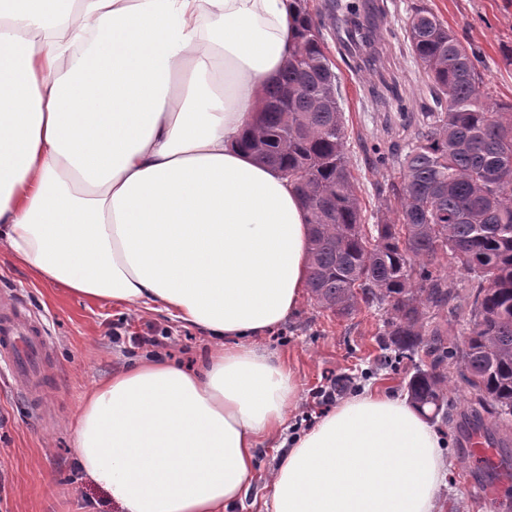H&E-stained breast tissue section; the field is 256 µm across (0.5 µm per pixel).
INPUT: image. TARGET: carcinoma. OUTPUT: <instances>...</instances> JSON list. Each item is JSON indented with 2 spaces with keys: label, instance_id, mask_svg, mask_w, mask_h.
Wrapping results in <instances>:
<instances>
[{
  "label": "carcinoma",
  "instance_id": "carcinoma-1",
  "mask_svg": "<svg viewBox=\"0 0 512 512\" xmlns=\"http://www.w3.org/2000/svg\"><path fill=\"white\" fill-rule=\"evenodd\" d=\"M331 20L346 46H368L372 32L360 6L333 0ZM298 43L267 88L262 122L243 147L297 188L311 213L308 288L338 316L360 302L388 305L385 320L395 356L410 359L422 346L429 370L416 369L406 390L424 416L448 418L447 376L437 368L448 351L474 404L512 432V102L485 91L480 52L464 44L427 7L406 18L411 55L427 78L434 107L392 152L401 181L380 190L395 204L394 220L363 223L345 145L343 112L322 29L296 0ZM448 266L477 279L462 345L426 330V309H451Z\"/></svg>",
  "mask_w": 512,
  "mask_h": 512
}]
</instances>
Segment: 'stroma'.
<instances>
[{"mask_svg": "<svg viewBox=\"0 0 512 512\" xmlns=\"http://www.w3.org/2000/svg\"><path fill=\"white\" fill-rule=\"evenodd\" d=\"M420 2L463 42L480 51L486 90L493 100L512 102V0H384L376 18V41L385 50L384 71L350 69L333 28L324 31L325 47L339 78V105L345 117L346 148L356 194L367 224L383 215L378 190L398 176L396 164L379 165L392 144L411 131L427 97V78L411 55L405 21L412 2ZM15 294L22 306L40 316L49 329L51 354L45 379L29 395L17 390L10 374H0V512H119L101 488L79 471L74 436L67 422L94 382L119 366L144 357L129 335L165 332L163 350L171 361L196 365L205 343L200 333L167 313L126 310L93 302L34 279L0 248V292ZM385 307L359 305L338 317L303 296L292 317L268 332L262 345L283 355L299 382V399L288 413L291 433L308 430L340 401L365 389L383 387L405 396L416 369L431 359L418 353L397 371L380 369L388 343ZM446 421H435L443 453L451 461L438 498L439 512H490L491 500L512 502V476L469 462L462 443L475 424L493 428L490 416H479L459 375L448 359ZM281 449L256 450L254 471L236 512H266L265 501Z\"/></svg>", "mask_w": 512, "mask_h": 512, "instance_id": "35a3bbf8", "label": "stroma"}]
</instances>
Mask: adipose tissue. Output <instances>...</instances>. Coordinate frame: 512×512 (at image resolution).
<instances>
[{"label":"adipose tissue","mask_w":512,"mask_h":512,"mask_svg":"<svg viewBox=\"0 0 512 512\" xmlns=\"http://www.w3.org/2000/svg\"><path fill=\"white\" fill-rule=\"evenodd\" d=\"M294 0H0V245L36 280L159 310L208 346L82 396L77 461L120 512H435L439 435L371 391L288 438L298 381L260 339L307 282L310 212L239 142L296 47ZM274 444H265L256 448L254 471L248 482L242 504L236 512H266L265 501L272 474L284 448H271Z\"/></svg>","instance_id":"ef3b65f1"}]
</instances>
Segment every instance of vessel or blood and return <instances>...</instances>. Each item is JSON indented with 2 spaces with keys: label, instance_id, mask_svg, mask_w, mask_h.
Instances as JSON below:
<instances>
[{
  "label": "vessel or blood",
  "instance_id": "1",
  "mask_svg": "<svg viewBox=\"0 0 512 512\" xmlns=\"http://www.w3.org/2000/svg\"><path fill=\"white\" fill-rule=\"evenodd\" d=\"M47 347L43 320L22 309L11 294L0 293V363L21 387L35 386Z\"/></svg>",
  "mask_w": 512,
  "mask_h": 512
}]
</instances>
